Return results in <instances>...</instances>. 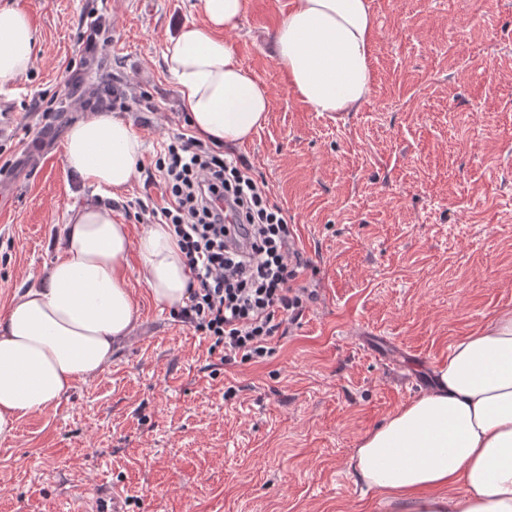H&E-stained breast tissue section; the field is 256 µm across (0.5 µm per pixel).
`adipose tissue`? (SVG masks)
I'll return each mask as SVG.
<instances>
[{
  "label": "adipose tissue",
  "mask_w": 512,
  "mask_h": 512,
  "mask_svg": "<svg viewBox=\"0 0 512 512\" xmlns=\"http://www.w3.org/2000/svg\"><path fill=\"white\" fill-rule=\"evenodd\" d=\"M202 23L183 26L163 54L191 127L203 140L241 145L270 110L264 85L240 63L225 31L245 0H199ZM371 0H292L273 34L290 90L316 111H356L373 90ZM36 43L29 16L0 8V87L29 70ZM141 142L131 121L100 112L66 136L68 169L87 185L121 193ZM156 302L185 306L190 273L173 228L140 236L111 208L84 204L62 227L43 277L0 317V442L24 416L57 406L77 382L96 378L112 348L134 331L130 253ZM358 483L395 512H512V310L457 341L432 368L431 390L366 433L351 456Z\"/></svg>",
  "instance_id": "ef3b65f1"
}]
</instances>
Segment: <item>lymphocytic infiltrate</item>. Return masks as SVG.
<instances>
[{
  "mask_svg": "<svg viewBox=\"0 0 512 512\" xmlns=\"http://www.w3.org/2000/svg\"><path fill=\"white\" fill-rule=\"evenodd\" d=\"M73 112H155L127 81L86 84ZM161 201L141 205L146 224L171 225L190 272L181 322L208 341L220 364L261 363L301 310L307 266L282 208L272 202L249 161L222 145L180 133L157 157Z\"/></svg>",
  "mask_w": 512,
  "mask_h": 512,
  "instance_id": "f902f5d3",
  "label": "lymphocytic infiltrate"
}]
</instances>
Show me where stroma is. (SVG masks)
<instances>
[{
	"mask_svg": "<svg viewBox=\"0 0 512 512\" xmlns=\"http://www.w3.org/2000/svg\"><path fill=\"white\" fill-rule=\"evenodd\" d=\"M196 2L0 0L36 30L28 73L0 90L16 101L0 122V312L55 259L70 206L110 200L66 166L80 113H28L34 96L69 95L89 4L112 21L90 78H132L157 107L135 126L139 171L116 212L137 235L139 201L160 196L145 172L187 128L163 52L201 22ZM289 2L246 0L226 38L270 97L235 152L287 213L312 298L272 358L225 367L130 256L138 327L104 373L0 443V512H76L99 484L126 512H387L356 483L354 449L512 309V0H372L373 92L339 118L292 93L272 56Z\"/></svg>",
	"mask_w": 512,
	"mask_h": 512,
	"instance_id": "obj_1",
	"label": "stroma"
}]
</instances>
